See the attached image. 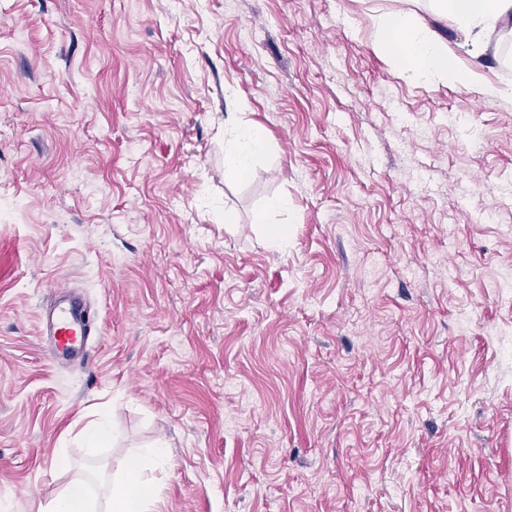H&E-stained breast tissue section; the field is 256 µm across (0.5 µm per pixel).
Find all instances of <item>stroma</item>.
Here are the masks:
<instances>
[{"label": "stroma", "instance_id": "obj_1", "mask_svg": "<svg viewBox=\"0 0 512 512\" xmlns=\"http://www.w3.org/2000/svg\"><path fill=\"white\" fill-rule=\"evenodd\" d=\"M400 9L454 39L429 0H0V512H107L157 441V512H512V100L394 71ZM459 64L512 88V34ZM266 144L263 132L254 125L238 121L226 139L224 131V152L230 157L234 170L239 174L246 173L259 156ZM67 286L56 287L51 309L54 316L44 325L50 352L55 360L69 359L83 361L94 336V325L85 307L69 299ZM92 500L82 480H76L55 495L46 505L40 503L38 512H92Z\"/></svg>", "mask_w": 512, "mask_h": 512}]
</instances>
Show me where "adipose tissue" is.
<instances>
[{
    "instance_id": "ef3b65f1",
    "label": "adipose tissue",
    "mask_w": 512,
    "mask_h": 512,
    "mask_svg": "<svg viewBox=\"0 0 512 512\" xmlns=\"http://www.w3.org/2000/svg\"><path fill=\"white\" fill-rule=\"evenodd\" d=\"M432 11L449 21L457 33L449 44L437 29L418 14L390 11L373 18L372 47L393 69L414 82L433 86L455 78L476 84L489 101L504 97L498 85L475 71L457 67L458 52L472 57L486 53L493 36L512 27V0H431ZM266 144L263 132L247 122L234 123L224 151L237 173H246ZM168 457V447L158 442L126 458L119 466L120 485L112 496V512H154L157 488L149 477L155 465Z\"/></svg>"
}]
</instances>
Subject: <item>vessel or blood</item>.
<instances>
[{
    "instance_id": "1",
    "label": "vessel or blood",
    "mask_w": 512,
    "mask_h": 512,
    "mask_svg": "<svg viewBox=\"0 0 512 512\" xmlns=\"http://www.w3.org/2000/svg\"><path fill=\"white\" fill-rule=\"evenodd\" d=\"M53 316L44 327L50 352L54 359H84L92 336L94 325L85 307L71 299L68 287L59 286L54 290L51 304Z\"/></svg>"
}]
</instances>
